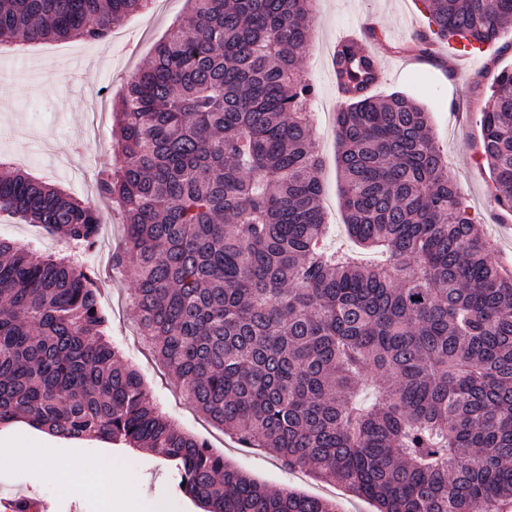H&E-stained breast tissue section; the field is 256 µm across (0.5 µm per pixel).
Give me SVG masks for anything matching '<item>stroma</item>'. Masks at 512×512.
Here are the masks:
<instances>
[{"instance_id": "stroma-1", "label": "stroma", "mask_w": 512, "mask_h": 512, "mask_svg": "<svg viewBox=\"0 0 512 512\" xmlns=\"http://www.w3.org/2000/svg\"><path fill=\"white\" fill-rule=\"evenodd\" d=\"M185 5L186 0H155L151 10L126 18L99 43L48 41L31 44L20 53L13 45H0V160L97 205L102 219L98 239L78 261L98 288L109 317V336L123 349L126 361L139 370L151 401L181 430L208 440L230 465L268 488L290 487L333 498L341 502L344 512H375L370 502L351 496L341 485L282 467L273 451L239 446L193 410L183 399L177 378L138 334L137 312L129 299V272L112 267V254L124 242V226L115 206L100 201L97 180L101 170L121 160L113 136V102L127 79L147 65L154 43L169 33ZM316 11L315 32L302 69L317 89L313 110L322 157L323 205L334 243L344 248L351 245L336 168L334 127L339 98L330 68L331 50L339 34L370 22L384 32L372 50L388 63L376 95L401 92L428 109L438 144L470 213L499 243L490 253L491 261L512 263V217L502 218L495 209L489 198V170L476 161L478 113L489 100L494 76L512 69V30L504 32L494 47L480 52L437 39L427 56L413 49L417 39L429 32L421 0H317ZM0 237L43 252H70L63 239L50 236L40 225L19 224L5 216H0ZM71 446V441L23 421L0 428V448H50L62 454ZM79 446L88 454L111 450L114 464L122 470L128 461H137L132 476L142 497L158 504L160 512H200L179 491L176 470L163 458L143 449L111 448L99 440H83ZM19 495L49 501L53 512H111L104 492L83 497L76 485L43 484L35 477L20 476L14 466L0 465V499Z\"/></svg>"}]
</instances>
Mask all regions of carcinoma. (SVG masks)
Returning a JSON list of instances; mask_svg holds the SVG:
<instances>
[{"label":"carcinoma","instance_id":"1","mask_svg":"<svg viewBox=\"0 0 512 512\" xmlns=\"http://www.w3.org/2000/svg\"><path fill=\"white\" fill-rule=\"evenodd\" d=\"M127 82L120 206L143 335L187 400L243 448L333 479L376 512H503L512 503V272L489 259L427 110L373 94L376 28L336 44L338 168L350 237L327 242L321 167L300 69L315 0H186ZM153 0H0V39L106 40ZM434 34L482 50L512 0H423ZM480 161L512 212V69L480 112ZM0 212L78 247L97 207L1 171ZM71 257L0 239V425L104 439L176 462L203 512H339L270 492L180 430L107 336Z\"/></svg>","mask_w":512,"mask_h":512}]
</instances>
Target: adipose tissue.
Here are the masks:
<instances>
[{"label":"adipose tissue","mask_w":512,"mask_h":512,"mask_svg":"<svg viewBox=\"0 0 512 512\" xmlns=\"http://www.w3.org/2000/svg\"><path fill=\"white\" fill-rule=\"evenodd\" d=\"M0 459L27 464L42 482L67 483L85 472H94L101 489L113 498L120 512H157L153 503L137 495L133 479L114 466L111 453L85 458L75 450L64 460L46 448H5L0 450Z\"/></svg>","instance_id":"1"}]
</instances>
